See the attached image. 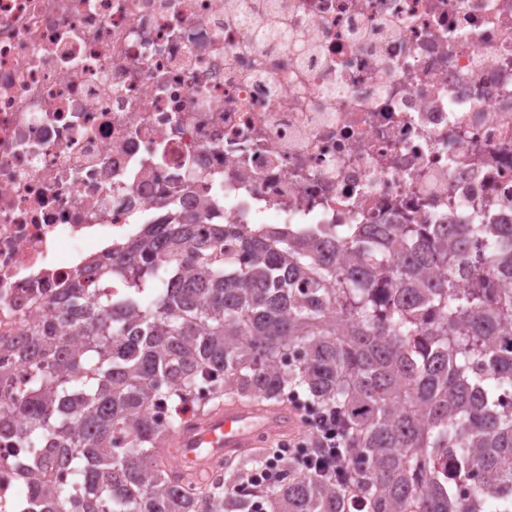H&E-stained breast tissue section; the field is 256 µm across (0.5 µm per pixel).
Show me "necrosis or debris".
Listing matches in <instances>:
<instances>
[{
    "mask_svg": "<svg viewBox=\"0 0 512 512\" xmlns=\"http://www.w3.org/2000/svg\"><path fill=\"white\" fill-rule=\"evenodd\" d=\"M169 212L512 222V0H0V401L13 346ZM0 439V512L25 497Z\"/></svg>",
    "mask_w": 512,
    "mask_h": 512,
    "instance_id": "1",
    "label": "necrosis or debris"
}]
</instances>
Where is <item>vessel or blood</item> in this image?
Masks as SVG:
<instances>
[{
    "mask_svg": "<svg viewBox=\"0 0 512 512\" xmlns=\"http://www.w3.org/2000/svg\"><path fill=\"white\" fill-rule=\"evenodd\" d=\"M297 418L285 408H262L233 402L205 415L187 420L172 439L178 449V471L198 474L210 456L235 457L259 447L261 438L294 432Z\"/></svg>",
    "mask_w": 512,
    "mask_h": 512,
    "instance_id": "b4317fda",
    "label": "vessel or blood"
}]
</instances>
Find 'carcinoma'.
Instances as JSON below:
<instances>
[{"mask_svg": "<svg viewBox=\"0 0 512 512\" xmlns=\"http://www.w3.org/2000/svg\"><path fill=\"white\" fill-rule=\"evenodd\" d=\"M197 221L168 214L103 256L123 302L78 275L23 337L33 373L0 437L35 449L27 512H512V224L222 223L200 240ZM300 390L336 410V479L278 454L255 490L265 456L224 461L221 485L172 478L180 420L162 414Z\"/></svg>", "mask_w": 512, "mask_h": 512, "instance_id": "carcinoma-1", "label": "carcinoma"}]
</instances>
